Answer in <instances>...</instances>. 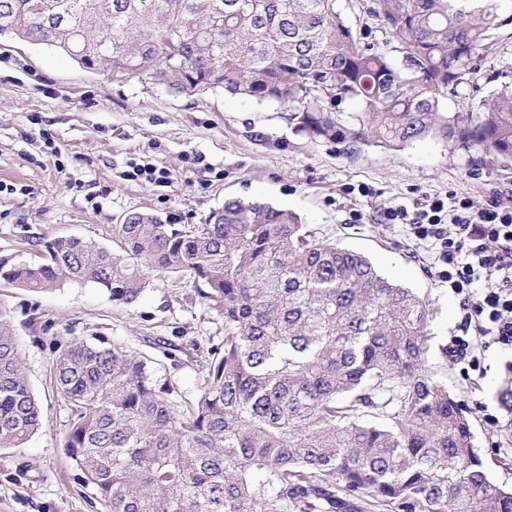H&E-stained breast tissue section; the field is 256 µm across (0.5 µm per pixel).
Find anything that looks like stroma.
I'll use <instances>...</instances> for the list:
<instances>
[{
	"label": "stroma",
	"instance_id": "1",
	"mask_svg": "<svg viewBox=\"0 0 512 512\" xmlns=\"http://www.w3.org/2000/svg\"><path fill=\"white\" fill-rule=\"evenodd\" d=\"M142 166L166 181L134 175ZM449 192L477 208L494 196L512 207V166L436 139L352 154L300 131L286 107L219 89L177 95L0 35V262L39 263L43 242L59 236L111 245L115 225L133 211L203 224L230 196L293 211L428 302L429 365L465 403L490 479L512 489V408L500 397L512 350L489 349L468 373L444 355L461 319L458 300L439 283L426 245L384 220L388 207ZM204 291L188 278L156 277L126 307L91 282L40 293L0 282V313L43 408L24 445L0 451V512H102L65 455L70 409L52 391L54 346L105 337L151 360L184 408L205 383L209 350L224 342V317Z\"/></svg>",
	"mask_w": 512,
	"mask_h": 512
}]
</instances>
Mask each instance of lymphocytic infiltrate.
<instances>
[{
    "mask_svg": "<svg viewBox=\"0 0 512 512\" xmlns=\"http://www.w3.org/2000/svg\"><path fill=\"white\" fill-rule=\"evenodd\" d=\"M391 224L408 226L428 244L438 279L458 297L461 320L448 354L471 370L491 347L512 348V208L492 201L474 208L451 193L414 208H388Z\"/></svg>",
    "mask_w": 512,
    "mask_h": 512,
    "instance_id": "f902f5d3",
    "label": "lymphocytic infiltrate"
}]
</instances>
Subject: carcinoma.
Instances as JSON below:
<instances>
[{
	"mask_svg": "<svg viewBox=\"0 0 512 512\" xmlns=\"http://www.w3.org/2000/svg\"><path fill=\"white\" fill-rule=\"evenodd\" d=\"M370 13L397 46L354 32L336 0H0V33L178 95L286 106L312 138L401 150L432 137L512 163V85L477 111L444 109L508 76L482 61L512 0H374ZM115 236L116 251L58 238L38 265L0 262L18 288L92 282L124 306L151 277L186 275L224 314V349L182 413L145 358L103 339L58 346L64 448L105 512H512L466 406L428 366V304L365 255L239 198L197 227L132 212ZM40 424L0 313V449Z\"/></svg>",
	"mask_w": 512,
	"mask_h": 512,
	"instance_id": "1",
	"label": "carcinoma"
}]
</instances>
